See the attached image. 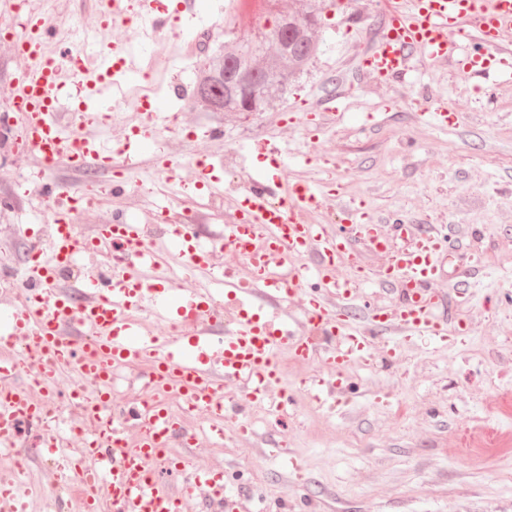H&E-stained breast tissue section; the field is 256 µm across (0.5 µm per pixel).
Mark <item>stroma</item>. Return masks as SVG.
Instances as JSON below:
<instances>
[{
    "instance_id": "35a3bbf8",
    "label": "stroma",
    "mask_w": 512,
    "mask_h": 512,
    "mask_svg": "<svg viewBox=\"0 0 512 512\" xmlns=\"http://www.w3.org/2000/svg\"><path fill=\"white\" fill-rule=\"evenodd\" d=\"M169 24L159 41L144 38L136 22L116 26L112 39L153 56L166 75L158 96L176 111L192 93L201 63L177 64L170 39L207 36V50L227 49L237 32L257 30L269 13L240 14L235 0H166ZM322 17L320 51L304 72L265 111L243 118L195 106L186 113L189 136L161 132L155 149L181 163L177 182L147 200L108 195L82 212L84 228L109 222L116 212L202 207L193 195L199 179L194 160L220 161L225 150L247 149L241 183L267 170L268 150L287 163L288 180H336L338 194L323 198L313 220L339 221L342 206L360 208L381 234L396 224L448 228L447 264L430 284L440 299L448 335H383L369 360L354 359L342 372L316 360L290 361L270 397L290 398L277 417L250 404L226 436L210 438V415L171 402L180 429L171 440L162 484L175 486L186 473L202 470L234 486L243 506L264 497L270 512L308 500L313 512H512V445L492 446L493 436L512 433V413L501 402L512 395V80L489 82L463 73L456 56L431 61L412 56L414 77L383 83L360 66L378 40L385 0H316ZM418 111H408L410 103ZM452 107L456 123L440 126L429 117ZM336 106L335 124L319 112ZM223 136L211 138L212 126ZM35 161L20 150L0 149V247L15 241V227L36 235L50 219L52 199L17 196V185ZM341 382L333 405H319L305 383ZM248 434H240V425ZM40 435L24 432L22 456L29 460V512H83L80 496L67 492L69 468L38 452ZM296 459L283 469L280 452Z\"/></svg>"
}]
</instances>
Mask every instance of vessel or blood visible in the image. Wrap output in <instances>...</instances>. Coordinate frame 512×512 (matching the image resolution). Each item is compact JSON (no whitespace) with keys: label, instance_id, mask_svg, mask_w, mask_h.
<instances>
[{"label":"vessel or blood","instance_id":"obj_1","mask_svg":"<svg viewBox=\"0 0 512 512\" xmlns=\"http://www.w3.org/2000/svg\"><path fill=\"white\" fill-rule=\"evenodd\" d=\"M35 35H24L30 65L23 80L13 86V98L25 104L22 122L36 168L60 160L77 169L94 163L112 168L117 159L102 143L97 120L87 110L97 99H111L134 69L129 45L115 46L96 69L71 51L62 58L44 55L53 36L43 18H36ZM475 38L480 48L461 59L463 69L487 75H512V53L501 42L512 35V0H392L386 29L361 65L377 79L395 83L411 70V53L423 49L429 59L447 58L449 32ZM272 173L251 185L232 201L235 223L225 225L223 244L249 267L242 275L234 269L210 271L212 246L201 244L195 227L183 225L176 236L147 246L141 242L137 219L119 214L112 221L77 234L71 224L70 195L55 203L57 235L48 258L32 267L22 300L7 314L5 336L19 337L22 347L0 359V448L15 449L23 425L42 421L43 407L25 389L14 386L23 372L49 385L54 369L33 370L30 353L49 354L72 367L83 378L109 389L116 368L148 362V381L157 387L177 385L192 409L212 415L224 413V384L237 383L249 401L268 405V388L277 380V354L288 351L306 362L319 358L344 369L365 356L376 336L425 334L445 338L447 323L438 316V303L428 287L447 251L448 235L416 224L398 225L412 246L393 255L386 270L358 272L347 280L336 277V266L349 257L356 240H372L385 248L374 224L358 208L345 207L349 236L334 226L309 221L325 194L324 185L306 180L285 181L280 158H273ZM119 250L125 262L117 272L85 280L80 298L48 287L55 268L71 262L88 247ZM176 249L185 264L205 272L201 290L190 299L171 305L174 291L162 272L169 249ZM393 285L397 301L392 308L364 310L354 321L348 298L365 283ZM314 290L304 310V329H296L289 299L306 284ZM221 288L227 300L240 305L233 327L217 332L212 321L213 290ZM146 303L155 304L160 320L195 318L199 324L181 338L149 335L131 313ZM91 424L83 438L81 455L96 462V469L75 467L84 499V512H179L182 501L198 487V477L185 478L179 490L163 487L155 462L165 456L177 423L166 404H140L122 409L114 422L111 406H84ZM140 430L135 447L126 443V424ZM209 486L221 512H241L238 496L217 479Z\"/></svg>","mask_w":512,"mask_h":512}]
</instances>
